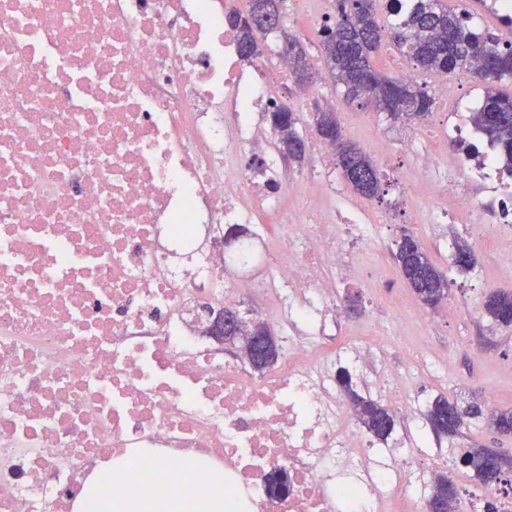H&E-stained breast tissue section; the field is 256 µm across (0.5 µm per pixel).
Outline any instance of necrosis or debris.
I'll list each match as a JSON object with an SVG mask.
<instances>
[{"instance_id":"1","label":"necrosis or debris","mask_w":512,"mask_h":512,"mask_svg":"<svg viewBox=\"0 0 512 512\" xmlns=\"http://www.w3.org/2000/svg\"><path fill=\"white\" fill-rule=\"evenodd\" d=\"M248 0H0V512H75L102 462L141 449L135 483L224 480L234 512H427L437 472L380 457L339 377L418 404L392 353L448 360L376 320L371 349L331 337L329 282L381 288L360 255L380 225L288 175L263 125L287 63L242 62L227 23ZM448 126L402 144L427 224H512V175L463 84L408 65ZM249 229L231 260L224 227ZM271 266L270 276H255ZM275 293L283 356L258 375L194 325L197 305Z\"/></svg>"}]
</instances>
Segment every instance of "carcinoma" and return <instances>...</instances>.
<instances>
[{"mask_svg":"<svg viewBox=\"0 0 512 512\" xmlns=\"http://www.w3.org/2000/svg\"><path fill=\"white\" fill-rule=\"evenodd\" d=\"M228 23L237 32L243 59L261 54L258 40L263 29L248 21L246 16L231 15ZM386 40L403 48L409 62L422 70L444 75L461 68L473 70L484 82L483 105L473 113V121L496 150L502 167L512 171V97L502 96L496 90L498 83L512 79V46L498 47L492 34L471 32L463 22V13L448 10L443 0H414L404 25L386 33L377 21L376 0H338L337 16L319 31V47L330 75L342 89L344 101L383 112L381 98L397 86L396 101L406 105V109L390 112L388 116L418 122L432 112L433 99L424 88L392 79L375 69L372 59ZM288 68L297 80L312 70L304 47L293 37L288 38ZM266 118L279 129L278 151L290 160L301 161L305 141L297 130L296 112L281 105L266 113ZM313 120L319 139L334 147L343 179L362 196H379L383 176L366 154L344 139L336 113L321 110L313 113ZM395 260L406 287L422 304L435 307L448 297L447 276L435 266L414 235L401 236ZM453 264L460 273L471 271L476 265L473 249L467 244L456 245ZM482 306L494 321L512 323L511 289L489 292ZM345 388L350 390L362 426L375 438L387 439L394 430L391 411L351 391L350 385ZM481 416L483 411L477 404L463 408L438 396L431 402L426 420L436 434L439 426L452 423L457 435L467 420ZM489 424L498 433L511 435L512 409L490 415ZM483 452L482 448H470L459 457V463L472 469L482 486L492 487L500 478H492L484 470ZM459 498L457 492L448 493L445 475L437 477L430 485L428 501L441 504L443 512H459Z\"/></svg>","mask_w":512,"mask_h":512,"instance_id":"1","label":"carcinoma"}]
</instances>
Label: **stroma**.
I'll list each match as a JSON object with an SVG mask.
<instances>
[{"label": "stroma", "instance_id": "obj_1", "mask_svg": "<svg viewBox=\"0 0 512 512\" xmlns=\"http://www.w3.org/2000/svg\"><path fill=\"white\" fill-rule=\"evenodd\" d=\"M284 30L298 39L309 54L317 74L308 89L307 101L289 96L288 104L299 118V130L303 138L315 140L311 114L321 108H334L347 139L364 152H371L382 134H390L387 150L394 163L384 169L383 178L388 192L383 201L367 200L366 206L373 213L384 215L382 248L384 266L389 272L392 285L383 293H376L356 285L340 289L339 294L348 311L343 332L365 338L372 318L403 322L408 336L418 345L432 346L445 351L448 356V376L440 379L428 375L413 376L408 387L422 405H429L443 395L459 404L475 400L484 401L494 396L499 407H512V324L501 325L483 314L481 300L496 288L495 250L479 246L476 232L466 224H418L414 221L417 209L423 201L393 207L394 198L401 196V167L406 156L399 149L401 137L412 132L414 125L408 121L393 120L381 112L362 110L347 105L341 92L325 68L319 52L317 33L309 29L307 21H287ZM416 236L427 249L435 265L448 276V297L436 307L422 306L421 302L403 286L398 268L392 257L403 233ZM459 241L473 246L477 263L466 274L457 273L452 264V242ZM424 310L432 329L422 334L410 321L414 310ZM500 450L512 457V436L495 434L487 426L486 419L470 420L461 433L441 440H428L426 452L430 459L458 458L471 445Z\"/></svg>", "mask_w": 512, "mask_h": 512}]
</instances>
